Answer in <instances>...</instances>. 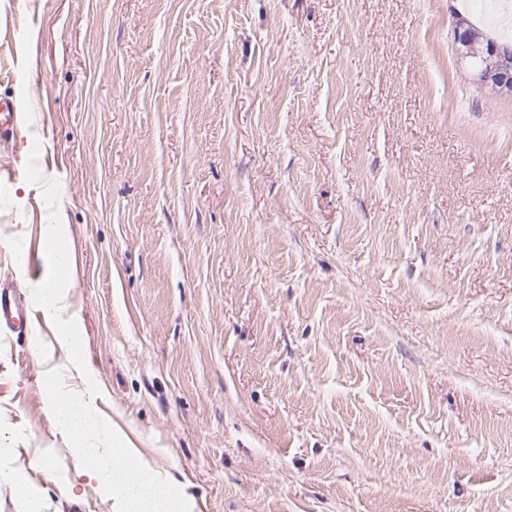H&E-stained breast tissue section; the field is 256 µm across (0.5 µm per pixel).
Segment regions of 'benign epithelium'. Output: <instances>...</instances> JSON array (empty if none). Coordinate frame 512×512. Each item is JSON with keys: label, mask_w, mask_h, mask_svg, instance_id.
I'll list each match as a JSON object with an SVG mask.
<instances>
[{"label": "benign epithelium", "mask_w": 512, "mask_h": 512, "mask_svg": "<svg viewBox=\"0 0 512 512\" xmlns=\"http://www.w3.org/2000/svg\"><path fill=\"white\" fill-rule=\"evenodd\" d=\"M453 30L459 59H480L476 69V84L492 93L512 94V53L495 42H480L472 34L471 24L461 13L453 12Z\"/></svg>", "instance_id": "benign-epithelium-1"}]
</instances>
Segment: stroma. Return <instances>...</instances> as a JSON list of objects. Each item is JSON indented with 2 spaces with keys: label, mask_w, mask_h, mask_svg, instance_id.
<instances>
[{
  "label": "stroma",
  "mask_w": 512,
  "mask_h": 512,
  "mask_svg": "<svg viewBox=\"0 0 512 512\" xmlns=\"http://www.w3.org/2000/svg\"><path fill=\"white\" fill-rule=\"evenodd\" d=\"M459 5L0 0V276L34 325L0 335V512H113L52 381L193 512H512V96ZM51 224L82 379L24 265ZM452 19L459 59L466 61L470 68V59L480 58V67L476 69V77L472 76V79L491 93L512 94L511 51L503 50L498 44L488 40H497L491 32L472 24L479 40H488L478 41L472 34L470 22L460 12L453 11ZM17 97H0V145L11 141L18 122Z\"/></svg>",
  "instance_id": "35a3bbf8"
}]
</instances>
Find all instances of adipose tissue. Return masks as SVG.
I'll use <instances>...</instances> for the list:
<instances>
[{
    "instance_id": "ef3b65f1",
    "label": "adipose tissue",
    "mask_w": 512,
    "mask_h": 512,
    "mask_svg": "<svg viewBox=\"0 0 512 512\" xmlns=\"http://www.w3.org/2000/svg\"><path fill=\"white\" fill-rule=\"evenodd\" d=\"M55 273L39 290L40 304L53 315L62 316L60 341L75 346L69 331L74 315L65 314L66 288L73 270L69 247L53 246ZM46 403L54 418L70 433L74 448L85 451L86 471L115 500V512H193L190 496L171 479L139 460L120 431L110 430L106 420L93 411L91 399L67 389L50 388Z\"/></svg>"
}]
</instances>
